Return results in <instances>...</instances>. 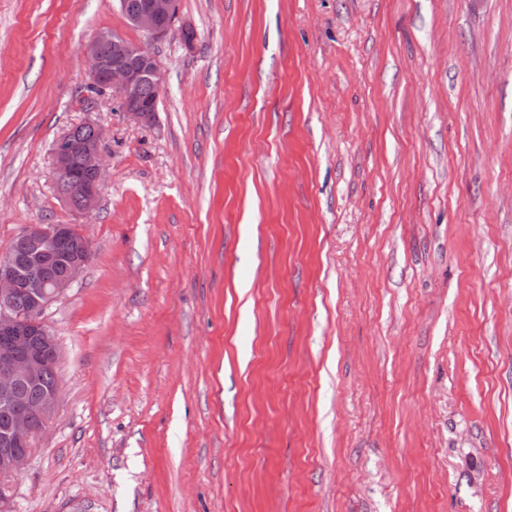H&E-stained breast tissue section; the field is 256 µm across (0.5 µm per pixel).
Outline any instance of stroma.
<instances>
[{
	"label": "stroma",
	"instance_id": "1",
	"mask_svg": "<svg viewBox=\"0 0 512 512\" xmlns=\"http://www.w3.org/2000/svg\"><path fill=\"white\" fill-rule=\"evenodd\" d=\"M149 43L156 112L88 89ZM103 128L104 187L52 148ZM69 224L13 512H512V0H0V255ZM119 0L131 25L153 40L166 37L173 29L178 11V0ZM84 58L88 67V85L117 90L123 102L130 105L126 112L131 118L143 121L156 112V106L149 104L157 100L159 89L149 84L143 90L147 82L161 84L160 71L147 44L102 30L86 44ZM141 98L149 106H143ZM82 124L75 126L77 136L73 130L61 135L54 147L55 174L66 176L70 173L73 156H78L80 173L69 174L64 189L60 194L62 201L68 206L77 204V211L82 214L91 213L97 206L103 185V152L101 141L104 139L103 130L97 125Z\"/></svg>",
	"mask_w": 512,
	"mask_h": 512
}]
</instances>
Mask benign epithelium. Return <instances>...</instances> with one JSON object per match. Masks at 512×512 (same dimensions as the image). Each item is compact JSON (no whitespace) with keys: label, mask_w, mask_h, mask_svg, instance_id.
I'll return each mask as SVG.
<instances>
[{"label":"benign epithelium","mask_w":512,"mask_h":512,"mask_svg":"<svg viewBox=\"0 0 512 512\" xmlns=\"http://www.w3.org/2000/svg\"><path fill=\"white\" fill-rule=\"evenodd\" d=\"M119 3L131 25L153 40L166 37L174 27L178 0H139L133 6L127 0ZM84 58L88 85L117 90L131 118L143 121L156 111L154 105L141 104L144 85L161 84L147 44L102 30L86 44ZM102 139L104 132L97 126L91 138H77L70 129L55 143V173L66 176L60 197L69 206L77 205L82 214L96 208L102 189ZM75 155L80 172L72 174ZM22 237L28 246L26 262H18L11 254L0 257V410L8 417L0 435V512H11L8 479L25 469L33 439L45 432L58 403L60 379L34 406L19 396L18 385L39 384L47 371L58 370L60 352L45 312L77 281L91 255L90 240L81 234L71 238L67 224H30ZM22 289L30 303L25 312L14 303Z\"/></svg>","instance_id":"obj_1"}]
</instances>
